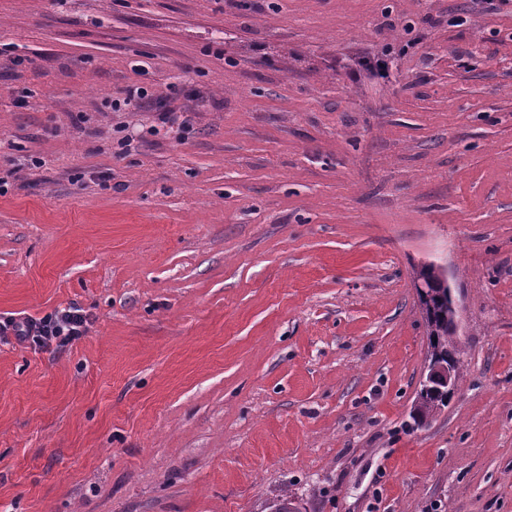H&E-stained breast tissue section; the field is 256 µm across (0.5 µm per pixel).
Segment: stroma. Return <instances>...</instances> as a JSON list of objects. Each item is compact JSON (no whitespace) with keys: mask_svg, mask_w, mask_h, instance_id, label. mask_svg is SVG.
Returning <instances> with one entry per match:
<instances>
[{"mask_svg":"<svg viewBox=\"0 0 512 512\" xmlns=\"http://www.w3.org/2000/svg\"><path fill=\"white\" fill-rule=\"evenodd\" d=\"M72 305L0 512H512V0H0V319ZM417 280L423 290L418 289L423 305L427 336L429 341L428 364L437 362L447 372H451V383L428 382L426 377L417 393L411 419L413 425L406 426L414 429L425 425L437 410L448 406L451 391L457 386L464 366L465 352L459 345L456 336L457 308H453L454 300L448 279L443 270L434 266H423L417 272ZM455 309V314H454ZM456 315V317H455ZM437 339V342H434Z\"/></svg>","mask_w":512,"mask_h":512,"instance_id":"35a3bbf8","label":"stroma"}]
</instances>
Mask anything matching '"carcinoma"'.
<instances>
[{"label": "carcinoma", "mask_w": 512, "mask_h": 512, "mask_svg": "<svg viewBox=\"0 0 512 512\" xmlns=\"http://www.w3.org/2000/svg\"><path fill=\"white\" fill-rule=\"evenodd\" d=\"M417 280L423 286L419 295L429 341L428 362H436L450 370L451 383L447 386L442 382L422 381L411 415V429L425 425L437 410L448 405L451 391L460 381L465 355L457 341L454 300L444 271L433 266H424L417 272ZM268 512L301 510L295 499L284 494L269 502Z\"/></svg>", "instance_id": "cac0c4a2"}]
</instances>
